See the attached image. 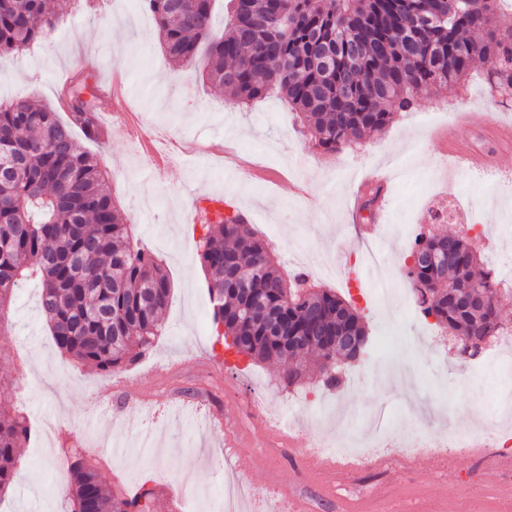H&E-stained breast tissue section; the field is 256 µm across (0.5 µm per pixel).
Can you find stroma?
I'll use <instances>...</instances> for the list:
<instances>
[{"label": "stroma", "mask_w": 512, "mask_h": 512, "mask_svg": "<svg viewBox=\"0 0 512 512\" xmlns=\"http://www.w3.org/2000/svg\"><path fill=\"white\" fill-rule=\"evenodd\" d=\"M54 27L38 45L0 57V101L27 99L62 110L65 80L83 76L92 88L110 83L131 111L161 138L177 135L190 143L224 144L228 155L274 172L269 181L242 174L227 178L214 159L194 169L176 159L162 176L150 175L134 144L115 138L78 143L102 155L112 194L139 245L162 257L173 283L164 312L165 331L150 355L116 372L93 373L61 355L42 316L37 280L14 292L8 332L0 335V370L11 379L0 385V409L21 410L29 422H47L49 437L34 436L20 451L11 488L0 497V512H71L63 448L79 445L97 459L105 482L130 489L152 481L165 497L156 512H224V441L237 443V468L255 488L253 512H288V496L304 497L310 512H467L473 489L494 498L504 482L501 470L482 467L470 454L440 457L422 473L392 466L366 488L354 473L325 482L308 466L306 453L360 425L373 408L384 411L380 426L391 442L413 434L417 423L398 387L379 385L366 359L339 369L342 385L309 382L289 386L280 366L252 361L227 350L212 331V307L196 257L200 225L188 223L197 200L220 196L250 216L281 264L292 267L297 251L310 266L335 257L356 230L368 227L358 212L365 186L383 185L374 211L389 225L385 249L391 267L402 268L405 225H429L420 201L430 194L455 206L449 232L470 234L492 225L491 241L474 245L489 261L512 254V152L497 151L481 136L490 121L512 125V109L487 100L485 78L493 59L473 63L469 75L448 91L421 98L392 126L375 132L359 148L324 155L308 144L293 115L277 98L246 109L232 97L187 74L170 82L171 65L143 0H57ZM452 138L493 153L491 172L456 168L445 155ZM376 356L418 371L417 398L432 408L434 423L478 421L497 407L495 370L467 374L453 342L426 318L414 326L398 303L380 309L356 300ZM204 406L212 426L175 419L171 405ZM293 417L288 457L260 459L258 447L272 441L277 417ZM206 492L203 504L181 492L184 480Z\"/></svg>", "instance_id": "obj_1"}]
</instances>
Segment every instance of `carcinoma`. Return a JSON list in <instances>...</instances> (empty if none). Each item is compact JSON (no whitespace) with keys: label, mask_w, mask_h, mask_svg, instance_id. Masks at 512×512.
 Wrapping results in <instances>:
<instances>
[{"label":"carcinoma","mask_w":512,"mask_h":512,"mask_svg":"<svg viewBox=\"0 0 512 512\" xmlns=\"http://www.w3.org/2000/svg\"><path fill=\"white\" fill-rule=\"evenodd\" d=\"M161 43L181 72L249 105L271 95L327 154L358 146L423 95L459 84L477 57L512 72L507 0H227L224 34L213 36L214 0H144ZM55 0H0V56L44 39ZM359 46L351 66L348 44ZM69 87L63 121L28 100L0 103V335L13 292L42 282L39 307L52 340L77 367L110 371L133 364L163 335L171 280L162 260L132 243V225L114 201L102 158L74 139H98V116ZM197 258L213 299L217 336L252 360L280 363L290 385L318 371L339 385L338 361L371 346L361 313L346 298L283 270L274 248L238 210L210 217ZM418 234L412 255L436 262L404 269L425 315L460 341L498 338L503 290L472 241ZM30 436L24 415L0 410V493L13 483L18 448ZM68 487L82 512H156L160 492L106 484L98 462L74 453Z\"/></svg>","instance_id":"cac0c4a2"}]
</instances>
